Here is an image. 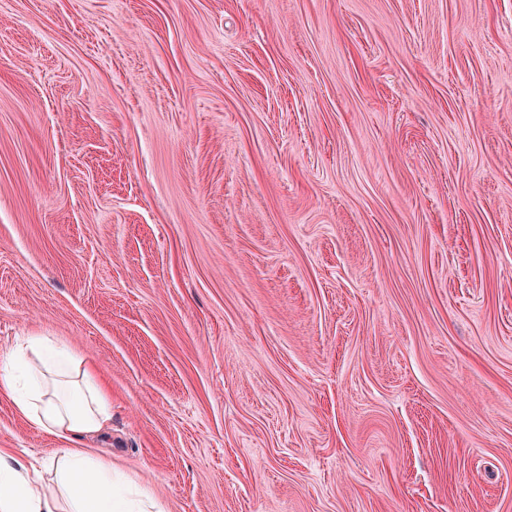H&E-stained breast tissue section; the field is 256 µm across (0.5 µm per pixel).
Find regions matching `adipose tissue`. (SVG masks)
I'll return each instance as SVG.
<instances>
[{"label":"adipose tissue","mask_w":512,"mask_h":512,"mask_svg":"<svg viewBox=\"0 0 512 512\" xmlns=\"http://www.w3.org/2000/svg\"><path fill=\"white\" fill-rule=\"evenodd\" d=\"M0 395L42 432L63 440L105 432L112 405L99 370L49 336L32 335L0 359ZM41 477L0 458V512H145L139 486L106 459L65 450ZM57 493H49L45 478Z\"/></svg>","instance_id":"adipose-tissue-1"}]
</instances>
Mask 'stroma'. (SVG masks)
I'll list each match as a JSON object with an SVG mask.
<instances>
[{
  "label": "stroma",
  "mask_w": 512,
  "mask_h": 512,
  "mask_svg": "<svg viewBox=\"0 0 512 512\" xmlns=\"http://www.w3.org/2000/svg\"><path fill=\"white\" fill-rule=\"evenodd\" d=\"M33 333L161 512H512V0H0Z\"/></svg>",
  "instance_id": "obj_1"
}]
</instances>
